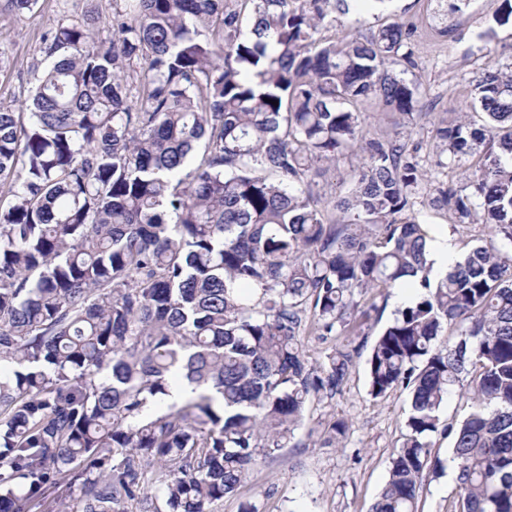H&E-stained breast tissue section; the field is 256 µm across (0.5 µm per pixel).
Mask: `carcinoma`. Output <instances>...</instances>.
Masks as SVG:
<instances>
[{"instance_id": "cac0c4a2", "label": "carcinoma", "mask_w": 512, "mask_h": 512, "mask_svg": "<svg viewBox=\"0 0 512 512\" xmlns=\"http://www.w3.org/2000/svg\"><path fill=\"white\" fill-rule=\"evenodd\" d=\"M352 1L386 2L112 0V40L80 18L45 34L28 111L0 103V512L61 482L77 512H215L342 391L353 351L313 364L302 336L354 333L362 301L395 288L416 299L376 338L368 393L411 403L371 512H417L438 434L452 512H512V65L438 121L435 167L473 163L434 184L405 141L427 116L406 78L416 26L318 39ZM434 2L443 37L467 0ZM368 107L400 135L364 137ZM358 150L348 192L313 196ZM423 185L454 223L502 235L435 286ZM446 325L458 339L439 348ZM464 376L470 413L443 428ZM178 378L191 392L168 404Z\"/></svg>"}]
</instances>
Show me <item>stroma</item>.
Wrapping results in <instances>:
<instances>
[{
  "instance_id": "35a3bbf8",
  "label": "stroma",
  "mask_w": 512,
  "mask_h": 512,
  "mask_svg": "<svg viewBox=\"0 0 512 512\" xmlns=\"http://www.w3.org/2000/svg\"><path fill=\"white\" fill-rule=\"evenodd\" d=\"M494 0H469L461 13L450 16L448 36L429 28L432 7L427 0H385L362 12L359 28L349 21L324 30L329 40H339L396 19L416 22V67L412 74L424 103L435 112H465L473 85L483 68L512 64V22L496 26ZM95 11L110 14L112 0H39L33 12L16 17L0 11V102L29 100L34 87L30 74L41 60L44 34L63 16ZM421 222L447 231L458 255H465L478 239L488 238L480 224L452 223L447 213L419 197L414 206ZM398 291H391L381 310L372 314L365 337L315 335L302 338L309 361H324L335 347L358 345L347 382L334 398L312 402L294 443L254 466L238 491L226 497L219 512H240L255 505L259 512H370L388 473L390 458L403 430L408 392L397 388L385 399L368 394L367 359L377 335L400 308ZM344 420L349 429L339 447L316 448L307 437L309 428L328 420ZM433 456L441 462L439 474L426 478L419 492L418 512H451L457 481L450 475L451 443L436 436Z\"/></svg>"
}]
</instances>
